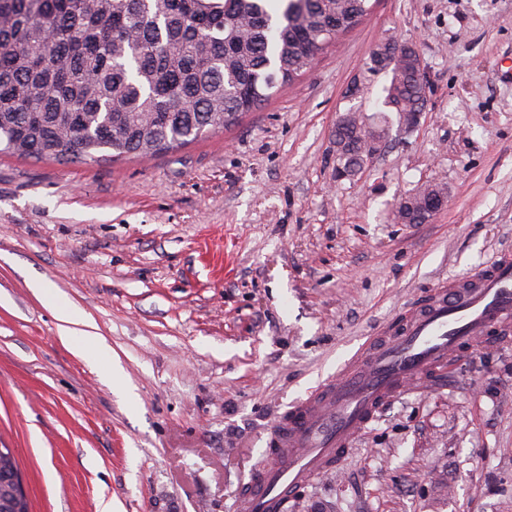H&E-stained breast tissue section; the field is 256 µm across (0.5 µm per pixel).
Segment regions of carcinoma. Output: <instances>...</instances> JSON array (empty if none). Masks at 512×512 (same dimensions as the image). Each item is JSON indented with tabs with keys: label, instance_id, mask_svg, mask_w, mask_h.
Instances as JSON below:
<instances>
[{
	"label": "carcinoma",
	"instance_id": "carcinoma-1",
	"mask_svg": "<svg viewBox=\"0 0 512 512\" xmlns=\"http://www.w3.org/2000/svg\"><path fill=\"white\" fill-rule=\"evenodd\" d=\"M372 0H0V153L59 163L147 157L228 128L260 108L355 27ZM412 45L390 42L366 72L396 121L422 109ZM336 176L369 159L366 135L336 121ZM19 473L0 448V478ZM0 512L13 505L0 485Z\"/></svg>",
	"mask_w": 512,
	"mask_h": 512
}]
</instances>
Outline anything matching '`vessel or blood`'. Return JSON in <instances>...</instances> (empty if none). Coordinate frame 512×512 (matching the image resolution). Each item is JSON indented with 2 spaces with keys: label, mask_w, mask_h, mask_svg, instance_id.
Here are the masks:
<instances>
[{
  "label": "vessel or blood",
  "mask_w": 512,
  "mask_h": 512,
  "mask_svg": "<svg viewBox=\"0 0 512 512\" xmlns=\"http://www.w3.org/2000/svg\"><path fill=\"white\" fill-rule=\"evenodd\" d=\"M512 334V254L439 284L369 337L340 373L289 406L272 429L276 460L254 469L238 512H286L317 476L339 468L356 438L409 390L446 377L476 343Z\"/></svg>",
  "instance_id": "1"
}]
</instances>
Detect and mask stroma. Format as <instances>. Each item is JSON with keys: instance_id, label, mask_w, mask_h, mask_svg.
<instances>
[{"instance_id": "35a3bbf8", "label": "stroma", "mask_w": 512, "mask_h": 512, "mask_svg": "<svg viewBox=\"0 0 512 512\" xmlns=\"http://www.w3.org/2000/svg\"><path fill=\"white\" fill-rule=\"evenodd\" d=\"M388 40L420 53L422 111L337 180V119L373 114L389 77L345 89ZM509 65L512 0H376L230 128L150 157L0 154V448L30 512H237L293 401L442 279L512 251ZM428 184L447 207L394 223ZM288 512H512V339L399 397Z\"/></svg>"}]
</instances>
